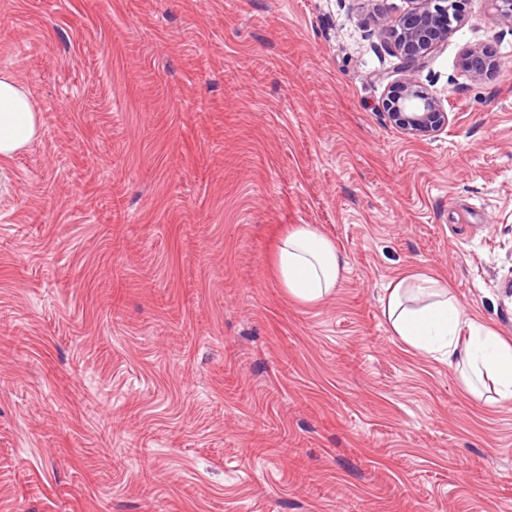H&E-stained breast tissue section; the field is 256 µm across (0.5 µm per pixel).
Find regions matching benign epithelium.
<instances>
[{"label": "benign epithelium", "mask_w": 512, "mask_h": 512, "mask_svg": "<svg viewBox=\"0 0 512 512\" xmlns=\"http://www.w3.org/2000/svg\"><path fill=\"white\" fill-rule=\"evenodd\" d=\"M408 7L395 20L382 19L378 35L393 47L404 77L392 83L383 102L389 121L414 139L434 137L448 126L449 115L441 98L413 80L431 52L448 39L452 24L463 23L462 0H406ZM460 66L479 80L498 66L486 47L473 45L460 56Z\"/></svg>", "instance_id": "7a95c632"}]
</instances>
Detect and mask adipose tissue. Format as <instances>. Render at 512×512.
Wrapping results in <instances>:
<instances>
[{
  "mask_svg": "<svg viewBox=\"0 0 512 512\" xmlns=\"http://www.w3.org/2000/svg\"><path fill=\"white\" fill-rule=\"evenodd\" d=\"M39 133L28 91L12 74L0 72V158L11 157ZM279 280L295 300L315 304L339 285L345 261L335 243L309 224L286 232L276 253ZM394 336L413 350L442 354L463 367L464 383L476 396L491 389L512 400V341L469 318L446 284L413 276L394 282L383 299Z\"/></svg>",
  "mask_w": 512,
  "mask_h": 512,
  "instance_id": "ef3b65f1",
  "label": "adipose tissue"
}]
</instances>
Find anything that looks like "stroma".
Instances as JSON below:
<instances>
[{"mask_svg": "<svg viewBox=\"0 0 512 512\" xmlns=\"http://www.w3.org/2000/svg\"><path fill=\"white\" fill-rule=\"evenodd\" d=\"M406 7L0 0L40 118L0 158V512H512V402L382 308L425 275L512 338V27L465 0L415 140L375 33ZM293 224L346 258L323 302L273 271ZM460 66L471 80L476 81L495 69L498 61L488 48L473 45L463 50Z\"/></svg>", "mask_w": 512, "mask_h": 512, "instance_id": "35a3bbf8", "label": "stroma"}]
</instances>
